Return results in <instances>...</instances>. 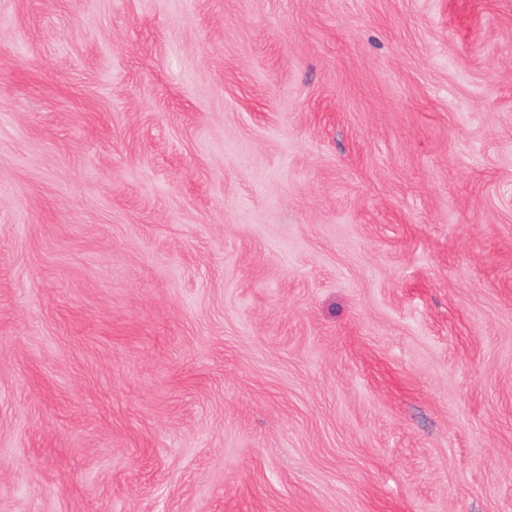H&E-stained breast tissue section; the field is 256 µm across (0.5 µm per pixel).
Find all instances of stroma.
<instances>
[{
    "instance_id": "1",
    "label": "stroma",
    "mask_w": 512,
    "mask_h": 512,
    "mask_svg": "<svg viewBox=\"0 0 512 512\" xmlns=\"http://www.w3.org/2000/svg\"><path fill=\"white\" fill-rule=\"evenodd\" d=\"M0 512H512V0H0Z\"/></svg>"
}]
</instances>
